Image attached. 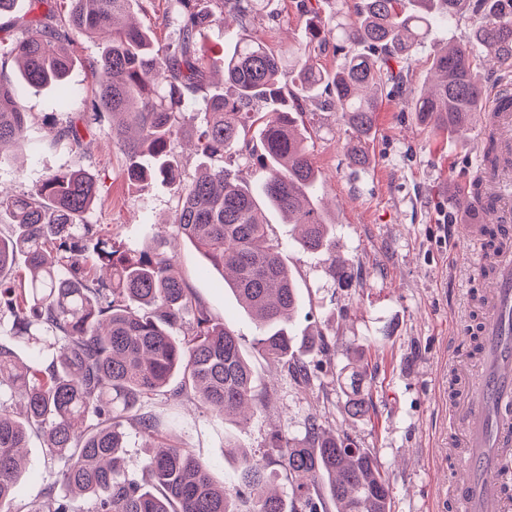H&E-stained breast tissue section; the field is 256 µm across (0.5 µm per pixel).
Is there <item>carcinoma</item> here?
Returning <instances> with one entry per match:
<instances>
[{"instance_id":"1","label":"carcinoma","mask_w":512,"mask_h":512,"mask_svg":"<svg viewBox=\"0 0 512 512\" xmlns=\"http://www.w3.org/2000/svg\"><path fill=\"white\" fill-rule=\"evenodd\" d=\"M269 2L170 0L168 42L160 45L133 19L136 0H69L64 14L56 0H30L28 18L0 43V147L23 141L27 129L8 69L29 85H57L66 99L72 57L62 37L104 41L93 64L94 112L56 137L86 150L85 132L103 114L127 117L136 137L125 125L112 126L111 137L129 179L176 187V234L206 257L254 320L258 353L307 383L320 370L310 355L325 353L328 340L320 332L295 344L297 288L266 212L294 225L295 245L327 257L333 281L350 286L336 263V217L319 198L307 105L325 94L318 108L336 112L350 135L349 165L366 167L380 106L374 89L405 86L433 26L456 22L471 0H315L306 10L308 41L286 56L247 30ZM229 15L240 33L224 54V90L203 97L193 132L201 163L185 178L171 160L183 132L181 107L185 95L207 88L203 37L226 26ZM331 41L343 61L327 70L313 61L311 47ZM481 57L512 67V0H491L466 42L435 51L434 85L411 99L419 124L463 136L472 129L482 111L475 71ZM255 164L266 172L257 189L246 181ZM97 197V180L84 169L0 194V213L13 217L12 229L0 232V320H9V337L48 354L26 365L0 337V512H17L21 449L33 434L57 469L26 512H328L330 503L336 512H390V484L375 453L316 416L302 437L284 430L268 452H236L237 485L230 489L174 441L160 416L141 412L145 400L165 393L244 422L262 407V396L239 336L187 286L165 241L151 251H120L85 221ZM367 370L357 349L338 375L354 418L368 414ZM127 424L156 441L135 472L126 467Z\"/></svg>"}]
</instances>
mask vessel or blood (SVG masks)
<instances>
[{
    "mask_svg": "<svg viewBox=\"0 0 512 512\" xmlns=\"http://www.w3.org/2000/svg\"><path fill=\"white\" fill-rule=\"evenodd\" d=\"M511 96V86L496 91L481 131L506 156L512 154V113L500 110L499 100ZM476 179L483 187L480 221L464 225L463 236L492 286L482 303L479 355L448 410L457 430L448 450L457 473L450 512H512V167L481 170Z\"/></svg>",
    "mask_w": 512,
    "mask_h": 512,
    "instance_id": "obj_1",
    "label": "vessel or blood"
}]
</instances>
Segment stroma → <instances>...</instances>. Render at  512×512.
Masks as SVG:
<instances>
[{
	"instance_id": "1",
	"label": "stroma",
	"mask_w": 512,
	"mask_h": 512,
	"mask_svg": "<svg viewBox=\"0 0 512 512\" xmlns=\"http://www.w3.org/2000/svg\"><path fill=\"white\" fill-rule=\"evenodd\" d=\"M474 19L434 26L411 64V87L431 78L436 48L464 41ZM250 29L274 51L306 39L300 0H270ZM101 43L76 38L69 52L72 93L60 101L56 89L17 88L27 114L23 143L0 148V190L34 188L46 174L83 167L99 181V200L86 220L111 235L117 247L150 250L172 232L177 205L174 188L159 182L134 183L126 159L109 135L112 119L92 127L90 150L56 140L58 128L92 107V63ZM308 142L321 173L320 193L338 218L339 255L354 274L352 287L334 284L323 256L299 250L291 225L270 214V235L282 247L296 280L301 311L295 337L328 336L329 361L310 384H298L277 363L260 356L258 330L224 289L206 258L188 242L177 251V267L189 288L241 336L268 404L244 424L212 416L186 402L177 409L176 441L205 461L213 477L236 482L227 441L266 452L278 429L299 434L310 416L347 432L360 447L373 449L392 485L391 512H439L448 498V402L456 355L457 330L468 327L475 301L489 282L471 261L461 237L472 217L465 193L480 166L477 132L466 140L418 124L404 97L383 94L376 135L368 145L371 161L354 169L346 157L349 135L336 113L321 112ZM368 351L367 417L351 418L337 376L353 349ZM26 468L15 493L16 506L39 499L52 482L53 467L39 439L28 443Z\"/></svg>"
}]
</instances>
